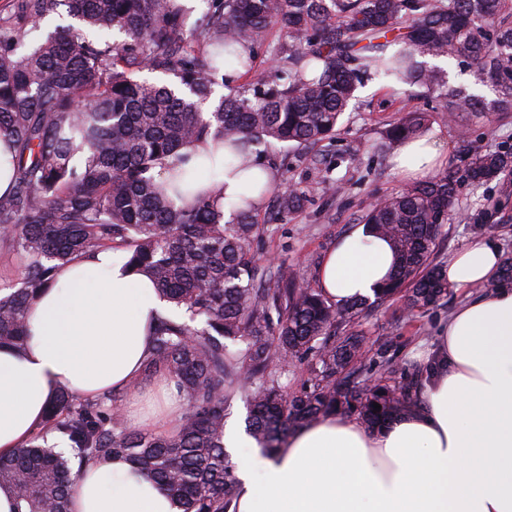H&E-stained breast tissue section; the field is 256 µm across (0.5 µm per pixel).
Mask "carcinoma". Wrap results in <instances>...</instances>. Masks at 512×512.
<instances>
[{"label": "carcinoma", "instance_id": "1", "mask_svg": "<svg viewBox=\"0 0 512 512\" xmlns=\"http://www.w3.org/2000/svg\"><path fill=\"white\" fill-rule=\"evenodd\" d=\"M200 2L198 11L181 0H13L0 18V138L15 172L0 195V250L21 261L17 281L0 282V347L24 345L27 312L59 268L121 246L182 312L160 319L143 374L172 375L187 401L178 433L157 437L129 430L112 393L61 391L29 443L0 456L15 512H69L73 460L113 455L180 512H226L236 479L225 405L237 391L250 396L247 431L269 454L322 416L356 413L380 426L417 407L413 377L397 387L358 378L368 349L354 324L365 302L337 305L285 265L276 287L256 285L255 200L267 184L248 182L226 223L213 191L178 207L155 173L185 178L187 149L206 140L241 154L331 140L367 79L424 88L454 120L512 112V0ZM274 27L284 43L258 73L255 48ZM455 62L475 66L480 83L489 77L495 98L451 87ZM250 73L241 85L229 78ZM427 123L428 113L408 112L384 146L419 137ZM469 153L474 183L512 174V148L476 141ZM456 195L445 173L369 205L363 223L397 258L376 303L400 294L412 313L448 296L447 268L431 257ZM301 201L292 187L277 196V213ZM308 356L310 377L283 386L274 364Z\"/></svg>", "mask_w": 512, "mask_h": 512}]
</instances>
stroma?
I'll list each match as a JSON object with an SVG mask.
<instances>
[{
    "instance_id": "stroma-1",
    "label": "stroma",
    "mask_w": 512,
    "mask_h": 512,
    "mask_svg": "<svg viewBox=\"0 0 512 512\" xmlns=\"http://www.w3.org/2000/svg\"><path fill=\"white\" fill-rule=\"evenodd\" d=\"M414 109L429 113L427 132L444 141L447 168L459 179L435 263H447L456 250L477 237L512 258V177L476 186L466 176L470 142L492 148L512 146V112L451 121L437 111L433 98L371 80L359 88L344 112L333 143L302 149L276 145L259 155V162L276 172L278 191L295 186L304 194L302 206L285 218L276 217L274 208L264 205L270 220L261 225L255 242L262 269L273 272L285 264L299 280L315 282L316 269L336 238L361 224L371 201L394 195L406 185V178L392 168V152L378 151L377 146L389 125ZM481 212L487 219L478 229L474 218ZM466 295V290L450 289L447 299L411 314L396 298L365 313L355 325L371 349L372 363L364 367V376L395 385L415 373L419 358L430 353L440 326Z\"/></svg>"
}]
</instances>
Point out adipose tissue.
<instances>
[{
  "label": "adipose tissue",
  "instance_id": "1",
  "mask_svg": "<svg viewBox=\"0 0 512 512\" xmlns=\"http://www.w3.org/2000/svg\"><path fill=\"white\" fill-rule=\"evenodd\" d=\"M446 161L432 136L402 143L404 175L428 179ZM244 171L220 170L225 217L247 181L276 185L252 157ZM504 262L484 238L448 261V284L472 294L449 316L421 365L418 408L380 428L336 414L293 430L275 455L227 430L224 445L248 448L236 465L228 512H512V285L479 292ZM390 243L359 226L342 235L316 271L327 299L373 298L395 270ZM153 283L105 249L60 268L27 315L20 349H0V455L22 447L43 424L61 389L81 398L123 394L140 375L159 317L169 315ZM151 414L128 406L134 425H163L180 402L173 377L158 386ZM71 512H176L169 498L129 461L89 462Z\"/></svg>",
  "mask_w": 512,
  "mask_h": 512
}]
</instances>
